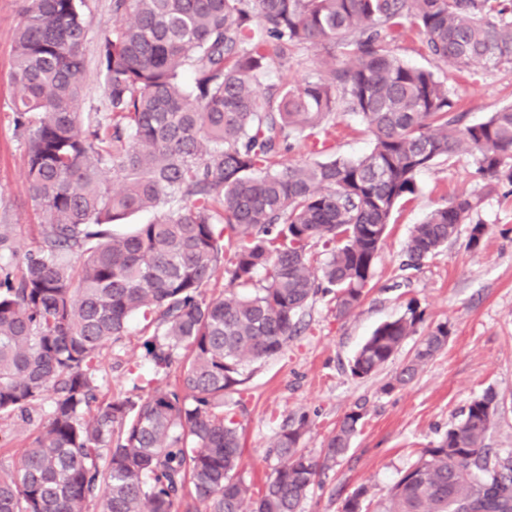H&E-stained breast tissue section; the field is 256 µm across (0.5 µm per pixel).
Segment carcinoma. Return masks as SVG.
<instances>
[{"instance_id": "carcinoma-1", "label": "carcinoma", "mask_w": 512, "mask_h": 512, "mask_svg": "<svg viewBox=\"0 0 512 512\" xmlns=\"http://www.w3.org/2000/svg\"><path fill=\"white\" fill-rule=\"evenodd\" d=\"M88 0H24L8 81L24 138L39 241L20 275L11 225L0 224V416L53 405L19 459L0 465V512H300L317 478L350 447L352 410L321 456L301 448L310 426L286 422L277 465L256 488L238 472L242 369L278 355L319 292L349 315L373 276L391 214L415 176L467 153L477 173L512 185V104L464 123L430 70L381 42L416 32L439 66L512 67V0H112L98 45L103 110L83 112ZM321 48V75L256 87L288 51ZM372 137L357 158L284 163L296 142L330 151L336 119ZM479 196L460 193L416 225L403 266L417 268L459 235ZM157 210L128 233L127 215ZM322 244L327 258L314 263ZM231 289L208 294L219 274ZM150 328L157 367L178 382L98 401L103 350L128 322ZM408 305L380 324L350 363L356 378L388 364L417 333ZM430 329L386 386L410 382L448 344ZM496 393L425 448L376 512H512V454L485 446Z\"/></svg>"}]
</instances>
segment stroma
Returning <instances> with one entry per match:
<instances>
[{"label":"stroma","mask_w":512,"mask_h":512,"mask_svg":"<svg viewBox=\"0 0 512 512\" xmlns=\"http://www.w3.org/2000/svg\"><path fill=\"white\" fill-rule=\"evenodd\" d=\"M23 3L0 0V224L13 226L24 253L38 241V223L26 181L24 142L14 125L13 90L7 82ZM88 4L84 94L87 104L97 108L102 90L96 57L100 36L112 24V0ZM388 47L413 66L436 70L468 122L483 121L512 103V68L474 65L461 73L435 68L410 31ZM330 142L333 154L350 158L371 147L369 133L353 117L337 119ZM416 182L417 193L391 215L371 289L358 307L340 318L331 296H316L303 316L302 332L280 354L244 366L240 472L246 481L259 484L272 473L277 461L270 445L288 417L308 414L311 425L302 446L316 457L347 412L358 408L363 413L350 450L323 485L311 488L301 512H341L343 499L361 486L367 490L361 510L373 512L421 451L436 445L462 420L470 402L489 389L498 393L504 407L486 444L503 454L512 452V195L486 187L464 153L421 170ZM462 192L480 195L481 203L470 224L462 225L457 241L420 269L402 270L403 246L413 226ZM474 223L483 225L485 233L472 250L467 240ZM410 302L423 314L419 334L447 323V347L408 384L391 392L385 386L412 357L416 336L375 375L352 376L350 362L364 341L377 326L401 316ZM143 327L142 320L132 319L122 340L104 350L96 373L101 397H135L174 384L178 367L154 366L142 347ZM52 404V397H45L27 424L17 417L0 418V430L11 438L7 447H0V462L9 464L19 457Z\"/></svg>","instance_id":"1"}]
</instances>
